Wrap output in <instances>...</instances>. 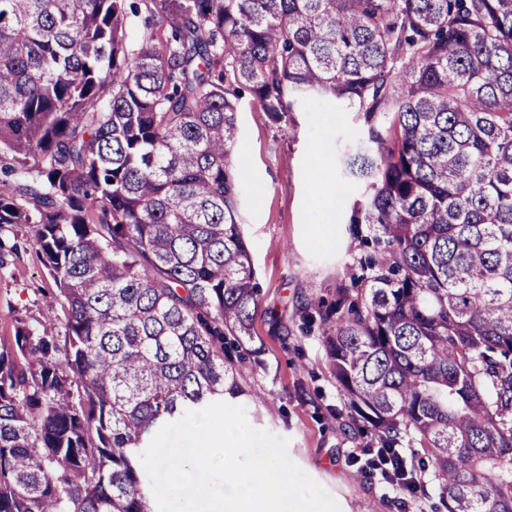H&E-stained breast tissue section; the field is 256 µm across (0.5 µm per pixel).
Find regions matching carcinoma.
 Returning a JSON list of instances; mask_svg holds the SVG:
<instances>
[{
	"instance_id": "carcinoma-1",
	"label": "carcinoma",
	"mask_w": 512,
	"mask_h": 512,
	"mask_svg": "<svg viewBox=\"0 0 512 512\" xmlns=\"http://www.w3.org/2000/svg\"><path fill=\"white\" fill-rule=\"evenodd\" d=\"M245 90L364 115L367 235L296 305L348 431L512 512V0H0V270L34 249L64 313L0 340V512H156L141 453L239 394Z\"/></svg>"
}]
</instances>
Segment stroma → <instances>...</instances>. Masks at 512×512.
<instances>
[{
  "label": "stroma",
  "mask_w": 512,
  "mask_h": 512,
  "mask_svg": "<svg viewBox=\"0 0 512 512\" xmlns=\"http://www.w3.org/2000/svg\"><path fill=\"white\" fill-rule=\"evenodd\" d=\"M234 159H245L253 177L245 182L238 219L249 245L262 307L254 330L262 343L259 363L243 368L244 389L236 405L250 425L287 438L290 458L324 487L340 512H446L433 483L409 496L402 487L358 480L353 454L365 438H351L339 418L344 400L326 359L318 331H293L281 340L268 313L295 317L301 297L333 300L358 242L349 224L352 203L362 188L342 168L363 124L361 114L321 102L271 122L251 96L238 114ZM56 287L34 250L11 271L0 274V336L13 333L15 317L50 333L60 331L64 314Z\"/></svg>",
  "instance_id": "obj_1"
}]
</instances>
